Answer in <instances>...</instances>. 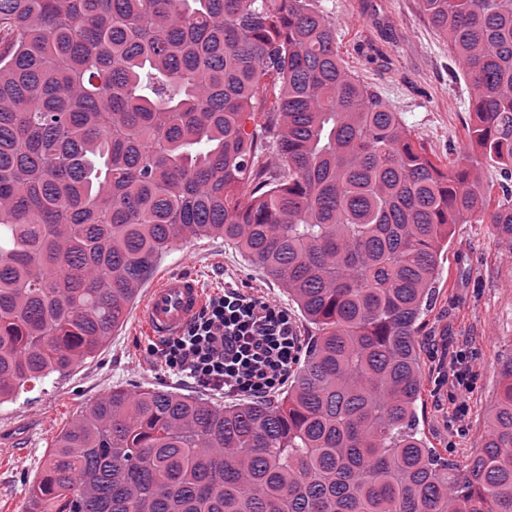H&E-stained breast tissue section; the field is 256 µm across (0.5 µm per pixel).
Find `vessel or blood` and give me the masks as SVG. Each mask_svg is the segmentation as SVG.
Returning <instances> with one entry per match:
<instances>
[{"mask_svg":"<svg viewBox=\"0 0 512 512\" xmlns=\"http://www.w3.org/2000/svg\"><path fill=\"white\" fill-rule=\"evenodd\" d=\"M207 291L185 271L165 275L147 292L138 311L140 334L152 340L179 335L206 302Z\"/></svg>","mask_w":512,"mask_h":512,"instance_id":"1","label":"vessel or blood"}]
</instances>
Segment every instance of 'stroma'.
Instances as JSON below:
<instances>
[{"label": "stroma", "mask_w": 512, "mask_h": 512, "mask_svg": "<svg viewBox=\"0 0 512 512\" xmlns=\"http://www.w3.org/2000/svg\"><path fill=\"white\" fill-rule=\"evenodd\" d=\"M345 65L399 112L415 140L450 167L468 155L470 87L456 56L432 28L418 0H327ZM193 272L208 289L230 282L287 302L236 246L208 236L176 243L157 273ZM436 292L419 333L424 372L418 428L441 456L464 460L480 450L497 396L501 361L512 357V243L487 224H458L440 258ZM136 312L94 357L0 404V512H27L30 487L57 434L112 388L151 387L224 403L162 370L146 352ZM470 352L468 413L456 419L448 376L453 349Z\"/></svg>", "instance_id": "1"}]
</instances>
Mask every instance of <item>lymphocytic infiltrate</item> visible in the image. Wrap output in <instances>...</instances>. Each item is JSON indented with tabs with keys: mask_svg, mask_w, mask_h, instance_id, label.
<instances>
[{
	"mask_svg": "<svg viewBox=\"0 0 512 512\" xmlns=\"http://www.w3.org/2000/svg\"><path fill=\"white\" fill-rule=\"evenodd\" d=\"M152 352L167 372L204 389L263 398L287 382L302 342L286 306L227 286L210 294L181 334Z\"/></svg>",
	"mask_w": 512,
	"mask_h": 512,
	"instance_id": "1",
	"label": "lymphocytic infiltrate"
}]
</instances>
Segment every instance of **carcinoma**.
<instances>
[{"instance_id": "1", "label": "carcinoma", "mask_w": 512, "mask_h": 512, "mask_svg": "<svg viewBox=\"0 0 512 512\" xmlns=\"http://www.w3.org/2000/svg\"><path fill=\"white\" fill-rule=\"evenodd\" d=\"M419 2L470 85L469 151L511 180L512 0ZM2 32L0 403L93 357L190 238L235 245L315 330L269 400H95L28 512H512V358L465 464L416 413L450 228L512 242V193L434 162L324 0H0Z\"/></svg>"}]
</instances>
